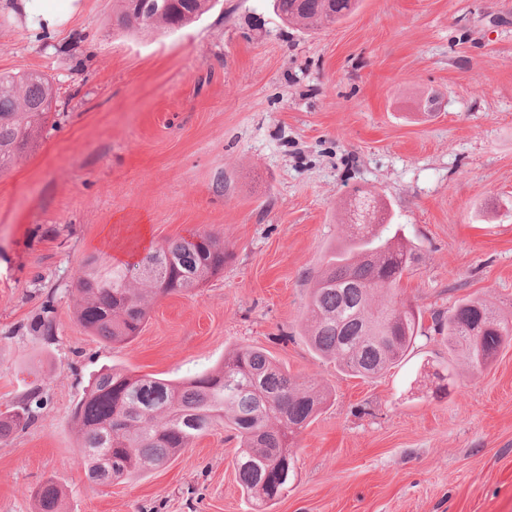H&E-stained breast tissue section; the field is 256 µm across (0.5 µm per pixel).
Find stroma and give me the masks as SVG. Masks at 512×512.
<instances>
[{
  "label": "stroma",
  "instance_id": "obj_1",
  "mask_svg": "<svg viewBox=\"0 0 512 512\" xmlns=\"http://www.w3.org/2000/svg\"><path fill=\"white\" fill-rule=\"evenodd\" d=\"M80 3L47 34L0 0V72L47 74L58 95L36 152L0 175V412L44 400L0 442V512H35L48 479L64 512H255L224 427L95 485L73 421L99 371L183 382L242 345L329 394L275 512H512V344L475 373L422 341L354 378L310 348L304 308L361 190L421 248L404 301L512 311V0H362L319 30L271 0H217L182 31L138 34L113 30V0ZM203 233L223 270L158 298L132 341L79 324L89 258Z\"/></svg>",
  "mask_w": 512,
  "mask_h": 512
}]
</instances>
